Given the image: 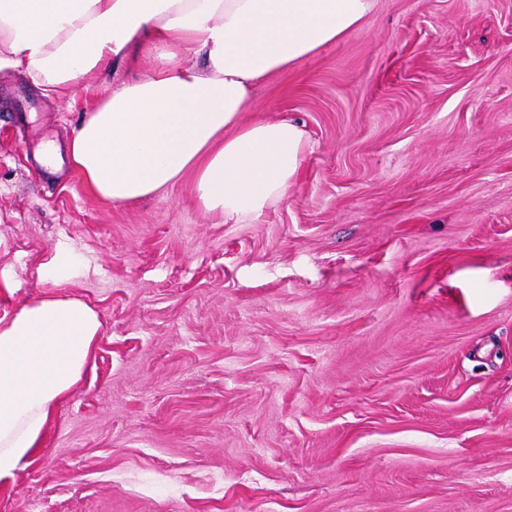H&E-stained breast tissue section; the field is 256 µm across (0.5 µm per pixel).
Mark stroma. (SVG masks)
<instances>
[{
	"label": "stroma",
	"mask_w": 512,
	"mask_h": 512,
	"mask_svg": "<svg viewBox=\"0 0 512 512\" xmlns=\"http://www.w3.org/2000/svg\"><path fill=\"white\" fill-rule=\"evenodd\" d=\"M160 63L74 99L0 71V313L56 291L105 325L0 512H512V0H377L261 82L308 147L259 224L189 173L82 187L84 114Z\"/></svg>",
	"instance_id": "35a3bbf8"
}]
</instances>
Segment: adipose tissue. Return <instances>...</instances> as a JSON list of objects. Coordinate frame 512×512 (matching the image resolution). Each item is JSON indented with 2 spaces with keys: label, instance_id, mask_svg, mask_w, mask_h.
<instances>
[{
  "label": "adipose tissue",
  "instance_id": "obj_1",
  "mask_svg": "<svg viewBox=\"0 0 512 512\" xmlns=\"http://www.w3.org/2000/svg\"><path fill=\"white\" fill-rule=\"evenodd\" d=\"M376 0H0V70L45 95L77 94L112 59L161 52L75 130L84 187L127 203L194 174L203 207L255 224L296 179L299 125L247 119L256 84L344 39ZM193 48L202 67L182 65ZM104 323L83 298L49 292L0 316V485L34 465L56 407L93 372Z\"/></svg>",
  "mask_w": 512,
  "mask_h": 512
}]
</instances>
